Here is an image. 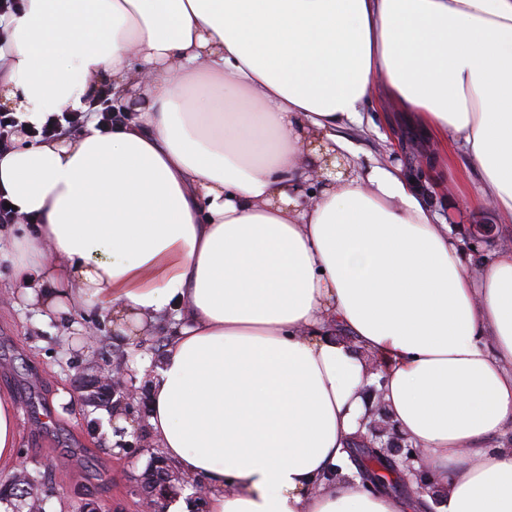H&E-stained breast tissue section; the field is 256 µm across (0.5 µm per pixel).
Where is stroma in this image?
<instances>
[{
	"label": "stroma",
	"instance_id": "35a3bbf8",
	"mask_svg": "<svg viewBox=\"0 0 512 512\" xmlns=\"http://www.w3.org/2000/svg\"><path fill=\"white\" fill-rule=\"evenodd\" d=\"M362 117V128L352 131L361 162L389 159L394 131L405 128L400 113L375 103ZM450 153L451 176L438 167L432 172L447 191L430 200V207L462 239L473 225L491 226L490 237L475 242L474 256L499 250L501 239H512V223H499L490 208L477 204V171L463 150L454 147ZM10 279L9 268L1 265L0 390H8L15 404L19 464L38 486L52 490L46 512H79L88 498L100 512H142L134 489L151 457L148 410H137L132 430L95 433L91 427L102 421L104 410L80 400L73 387L79 373L111 353L118 337L91 311L42 315L14 293Z\"/></svg>",
	"mask_w": 512,
	"mask_h": 512
}]
</instances>
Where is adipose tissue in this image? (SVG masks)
Returning <instances> with one entry per match:
<instances>
[{
	"mask_svg": "<svg viewBox=\"0 0 512 512\" xmlns=\"http://www.w3.org/2000/svg\"><path fill=\"white\" fill-rule=\"evenodd\" d=\"M137 65L142 112L0 154V195L35 221L0 236L16 295L124 334L172 319L148 424L210 512H407L325 483L367 353L395 424L452 469L438 512H512V448L483 445L512 428V249L473 262L420 182L359 164L347 134L381 90L512 223V0H22L0 31L25 127L89 110L100 77L124 94ZM18 440L1 392L0 470Z\"/></svg>",
	"mask_w": 512,
	"mask_h": 512,
	"instance_id": "obj_1",
	"label": "adipose tissue"
}]
</instances>
